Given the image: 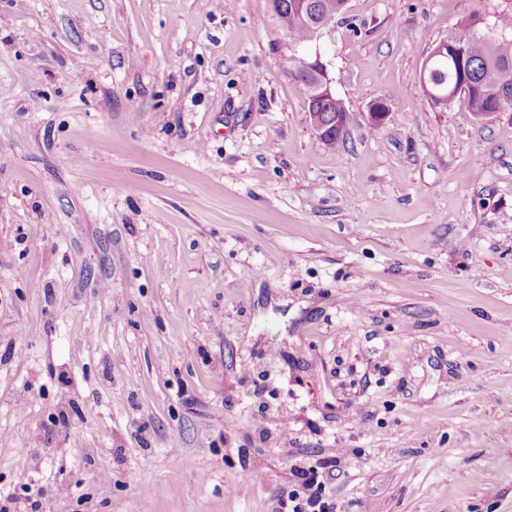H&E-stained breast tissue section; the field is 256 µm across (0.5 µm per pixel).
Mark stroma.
Segmentation results:
<instances>
[{
	"instance_id": "stroma-1",
	"label": "stroma",
	"mask_w": 512,
	"mask_h": 512,
	"mask_svg": "<svg viewBox=\"0 0 512 512\" xmlns=\"http://www.w3.org/2000/svg\"><path fill=\"white\" fill-rule=\"evenodd\" d=\"M474 13L512 0L305 42L269 0H0V502L270 512L336 455L346 512H512V112L419 80ZM299 60L302 64V69L305 77L311 74L318 76V93L322 94L324 98H329L336 101V103L333 101L312 102L308 91H305L308 112L314 113V116H310L312 125L314 129L317 131L319 139L321 140V142H323L327 140L328 136L333 135L328 132L330 125L324 124L321 120V116H319L318 113L336 112V119L331 125H335L336 129L343 130L347 122L348 112H346L345 108L343 112V109L339 105V102L336 100V93L332 88V80L329 77L327 64L324 61H322L321 55L317 53L315 54L314 58H300ZM302 69L300 68L297 60L289 64V71L297 82H299V80L301 79L305 80V77L302 76Z\"/></svg>"
}]
</instances>
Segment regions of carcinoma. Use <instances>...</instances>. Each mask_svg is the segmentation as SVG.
<instances>
[{
    "instance_id": "obj_1",
    "label": "carcinoma",
    "mask_w": 512,
    "mask_h": 512,
    "mask_svg": "<svg viewBox=\"0 0 512 512\" xmlns=\"http://www.w3.org/2000/svg\"><path fill=\"white\" fill-rule=\"evenodd\" d=\"M278 21L296 40L310 39V27L294 10L276 13ZM482 24L474 13L460 22L448 38V50L432 63L435 82L462 86V97L475 115L512 112V27L495 25L496 35L478 33Z\"/></svg>"
}]
</instances>
